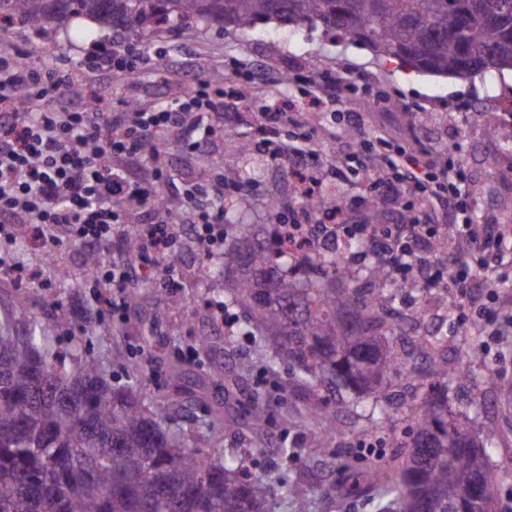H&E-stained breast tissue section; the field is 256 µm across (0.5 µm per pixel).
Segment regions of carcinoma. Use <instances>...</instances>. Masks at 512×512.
I'll return each mask as SVG.
<instances>
[{"mask_svg": "<svg viewBox=\"0 0 512 512\" xmlns=\"http://www.w3.org/2000/svg\"><path fill=\"white\" fill-rule=\"evenodd\" d=\"M72 17L133 38L149 24L196 19L243 31L308 23L420 73L465 78L512 69L508 0H0V31ZM486 117L487 128L511 143L512 124ZM284 230L277 225L263 242L246 235L224 252V268L236 273L230 304L248 314L259 343H275L267 366H289L295 386L312 398L305 418L315 446L326 448L335 419L322 392L372 393L387 374L407 373L414 356L390 346L398 329L387 301L391 271L373 266L365 282L334 254L294 264L280 244ZM26 308L21 293L0 318V512H269L270 476L199 448L166 425L165 403L145 412L133 387L106 383L95 359L46 346ZM425 367L438 383L415 413L402 466L349 475L345 487L323 494L324 512L351 494L378 495L379 512H485L478 488L491 482L486 445L495 430L448 415V350ZM268 415L258 398L246 425L259 431ZM238 428L218 410L211 442Z\"/></svg>", "mask_w": 512, "mask_h": 512, "instance_id": "carcinoma-1", "label": "carcinoma"}]
</instances>
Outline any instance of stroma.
<instances>
[{
  "label": "stroma",
  "instance_id": "1",
  "mask_svg": "<svg viewBox=\"0 0 512 512\" xmlns=\"http://www.w3.org/2000/svg\"><path fill=\"white\" fill-rule=\"evenodd\" d=\"M110 29L89 20H74L69 28L48 23L34 30L16 25L0 33V43L34 54L42 67L61 58H84L94 40L110 36ZM140 44L148 54L145 63L126 75L100 74L75 69L71 96L80 103L96 100L107 112H150L156 107L177 105L192 80L211 82L212 70L223 71L225 110L212 122L224 138L201 150L179 141L167 148L169 182L161 193L170 208L187 218L183 191L193 183L223 179L232 193L224 199V221L248 224L258 230L287 223L301 200L287 165L274 162L258 147V125L267 107L288 103L293 122L283 123L279 139L288 143L312 133L315 150L310 162L320 182L319 193L338 197L362 211L375 204L370 190L369 167L364 164L361 141H370L375 157L393 158L397 146L454 153L468 173L467 191L473 223H512V145L490 135L480 120L483 110L512 96V71L489 73L468 79L418 74L400 67L396 59L375 58L353 43H335L321 27L305 25L285 29L276 22L249 31L222 28L204 21L192 28L148 30ZM250 74V98H231L240 74ZM355 81L359 89L346 98H324L318 107L308 101L324 77ZM358 115L357 127H349L350 115ZM230 140L252 143L245 155L227 152ZM278 201L270 211V201ZM385 223L405 224L419 218L444 224L449 212L433 195L411 198L408 207L379 205ZM13 249L33 277L28 281L31 315L50 327V344L57 348L86 350L98 359L108 382L124 383L133 367L141 369L144 398L168 401L169 425L195 434L204 433L207 408L223 402L234 391L233 414L244 419L254 392L264 393L272 409L261 444H251L240 432L224 434L225 453L244 455L252 471L270 473L280 483L296 484L299 495L316 501L319 492L334 482L344 466L361 470L371 464L397 469L405 458L404 443L411 430V415L422 403L431 378L423 368L409 377H389L383 382L378 402L364 400V409L379 405L374 419H354L351 413L336 414V430L328 447H315L298 414L305 405L301 391L291 386L287 366L266 369L256 363L240 372L241 357L252 355L254 344L239 308H232L233 326L213 323L209 308L224 299L223 251L203 255L190 236H183L179 251L183 264L164 263L143 274L132 275L128 285L142 289L141 304L129 309L125 319L105 317L106 333L82 335L77 323L62 310L45 307V299L63 294L95 313L94 297L101 285L85 273V253L73 245L52 258L43 257L25 238ZM208 261L212 277L200 276V261ZM406 333L446 339L462 346L473 374L470 386L448 387V409L462 421H477L498 431L491 456L492 488L496 512H512V339L488 342L477 332L459 335L447 310L434 308L432 315L406 320ZM209 334L210 349L197 357L186 354L198 336ZM297 452L284 460L281 447Z\"/></svg>",
  "mask_w": 512,
  "mask_h": 512
}]
</instances>
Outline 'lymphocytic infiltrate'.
<instances>
[{
  "label": "lymphocytic infiltrate",
  "mask_w": 512,
  "mask_h": 512,
  "mask_svg": "<svg viewBox=\"0 0 512 512\" xmlns=\"http://www.w3.org/2000/svg\"><path fill=\"white\" fill-rule=\"evenodd\" d=\"M144 60V54L127 39L113 47L95 46L84 62L106 73L132 69ZM70 70L67 61L44 69L20 52L0 51V244L7 246L0 251L1 275L17 279L25 275L17 254L9 249L20 231H27L47 256L69 245L97 252L111 242L123 207L139 214L140 249L146 267H153L158 258L170 253L176 237L173 224L157 217L155 200L168 175L163 156L154 147L172 130L193 150L218 135L211 115L222 109L223 91L211 92L196 83L181 103L151 112L75 109L61 103L70 87ZM286 112L283 105L264 112L260 143L273 158L291 166L299 197L316 196L319 181L306 161L312 153L311 136L289 147L277 141ZM149 147L154 150L155 167L146 181L125 162ZM466 179L459 158L449 159L442 167L426 158H412L406 166H392L390 173L371 182L376 197L383 200L396 202L426 191L442 197L464 215L450 226L370 224L363 219L345 224L340 212L328 208L324 220L309 224L295 217L290 228L299 242L314 247L362 240L380 265L411 278L419 287L447 285L456 323L476 329L486 315L476 303L488 276L482 257L512 240V228L467 219ZM224 193L220 181L198 183L183 192L186 205L198 216L192 228L194 239L207 252L224 240V211L212 205ZM447 237L470 257L468 263L450 271L440 266L431 251L434 240Z\"/></svg>",
  "instance_id": "obj_1"
}]
</instances>
